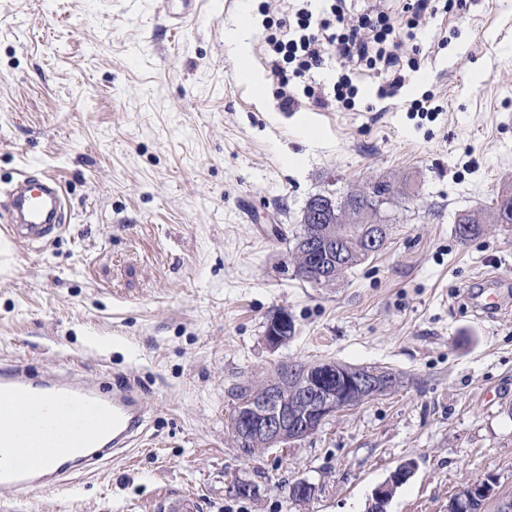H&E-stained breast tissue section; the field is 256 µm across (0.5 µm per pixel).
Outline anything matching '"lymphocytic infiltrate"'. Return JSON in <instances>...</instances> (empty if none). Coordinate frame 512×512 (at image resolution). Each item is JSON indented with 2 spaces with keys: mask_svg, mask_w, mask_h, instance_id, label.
<instances>
[{
  "mask_svg": "<svg viewBox=\"0 0 512 512\" xmlns=\"http://www.w3.org/2000/svg\"><path fill=\"white\" fill-rule=\"evenodd\" d=\"M436 2L400 0L391 10L371 7L355 13L347 0H331L326 12L317 15L309 8H296L285 31L266 39V64L280 81V109L296 111L305 100L321 108H354L359 89L348 72L360 66L384 75L377 90L379 98L396 96L404 83L400 70L403 39L437 14ZM332 55L345 73L328 93L322 85L308 84L306 78ZM297 80L304 82L303 91L295 90L293 83Z\"/></svg>",
  "mask_w": 512,
  "mask_h": 512,
  "instance_id": "lymphocytic-infiltrate-1",
  "label": "lymphocytic infiltrate"
}]
</instances>
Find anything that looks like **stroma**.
Returning <instances> with one entry per match:
<instances>
[{"mask_svg": "<svg viewBox=\"0 0 512 512\" xmlns=\"http://www.w3.org/2000/svg\"><path fill=\"white\" fill-rule=\"evenodd\" d=\"M160 0H0V186L49 172L69 220L19 246L0 233V360L129 387L142 437L8 512H448L467 482L512 494V311L464 298L491 277L512 297V227L460 244L458 215L512 184V0H461L420 25L398 97L354 75L353 110L281 111L263 46L290 0H211L171 31ZM249 33L263 94L236 80L227 30ZM435 94L425 117L412 101ZM407 180L384 205L385 248L333 285L294 275L289 245L315 194ZM295 333L270 350L268 320ZM401 373L400 389L337 412L313 435L252 455L227 430L231 386L280 364ZM252 481L253 498L234 484ZM298 480L315 493L289 496ZM412 469L413 464L406 465V463H404L399 467V469L393 473L390 480L377 489L375 493V502L371 505L369 511L377 512L382 503L391 496L396 485L401 483L410 474V470Z\"/></svg>", "mask_w": 512, "mask_h": 512, "instance_id": "35a3bbf8", "label": "stroma"}]
</instances>
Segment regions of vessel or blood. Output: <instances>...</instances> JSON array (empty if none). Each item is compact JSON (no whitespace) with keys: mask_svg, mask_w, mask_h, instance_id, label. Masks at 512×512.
I'll list each match as a JSON object with an SVG mask.
<instances>
[{"mask_svg":"<svg viewBox=\"0 0 512 512\" xmlns=\"http://www.w3.org/2000/svg\"><path fill=\"white\" fill-rule=\"evenodd\" d=\"M6 231L23 245L42 244L63 228L61 183L20 172L5 189ZM144 408L130 388L105 391L48 372L26 374L0 364V503L25 487H57L71 466H94L93 448H125L135 440Z\"/></svg>","mask_w":512,"mask_h":512,"instance_id":"1","label":"vessel or blood"}]
</instances>
